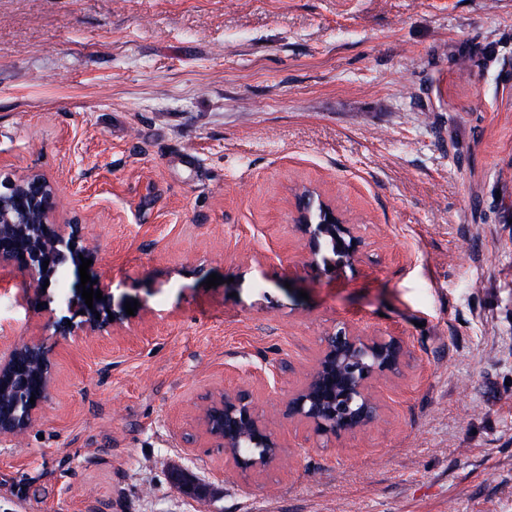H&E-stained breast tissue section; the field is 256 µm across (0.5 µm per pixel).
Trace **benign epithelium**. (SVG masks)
Returning <instances> with one entry per match:
<instances>
[{
  "mask_svg": "<svg viewBox=\"0 0 512 512\" xmlns=\"http://www.w3.org/2000/svg\"><path fill=\"white\" fill-rule=\"evenodd\" d=\"M315 205L322 210L320 224L308 223ZM61 208L58 188L43 174L0 180V270L22 275L24 301L40 309L47 331L27 341L0 343V440L20 439L41 420L55 387L53 337L119 332L131 321L125 309L114 304L112 282L94 274L93 289L101 290L103 299L93 300L90 309L82 295H62L68 315L55 316L45 280L58 284L77 277L81 258L94 263L98 258L91 225L76 216L60 220ZM296 223L310 267L351 265L357 259L363 244L357 225L347 223L331 202L305 191L296 201ZM329 242L337 248L334 261L323 255ZM405 353L406 345L397 336L339 328L326 337L315 363L288 398V416L321 436L340 438L367 430L379 422L374 384L395 372ZM197 410V425L238 472L261 471L282 459L281 444L256 415L248 394H210Z\"/></svg>",
  "mask_w": 512,
  "mask_h": 512,
  "instance_id": "obj_1",
  "label": "benign epithelium"
}]
</instances>
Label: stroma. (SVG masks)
<instances>
[{"instance_id": "stroma-1", "label": "stroma", "mask_w": 512, "mask_h": 512, "mask_svg": "<svg viewBox=\"0 0 512 512\" xmlns=\"http://www.w3.org/2000/svg\"><path fill=\"white\" fill-rule=\"evenodd\" d=\"M31 171L138 306L57 337L0 512H512V0H0V177ZM305 187L363 239L338 275L305 262ZM22 286L0 272L11 341L43 332ZM346 324L407 355L334 439L285 401ZM239 389L287 464L198 431Z\"/></svg>"}]
</instances>
